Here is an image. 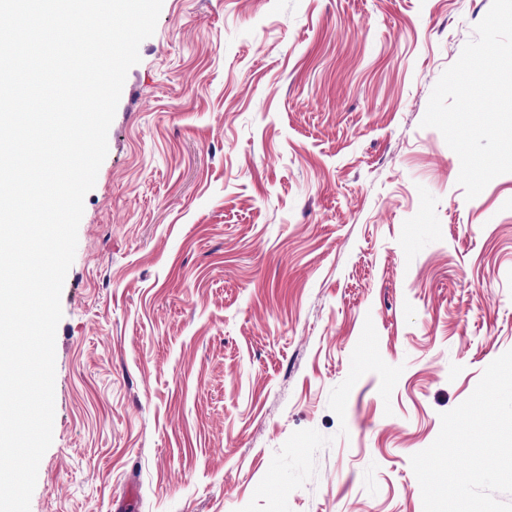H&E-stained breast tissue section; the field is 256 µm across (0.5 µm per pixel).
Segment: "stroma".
<instances>
[{
	"label": "stroma",
	"mask_w": 512,
	"mask_h": 512,
	"mask_svg": "<svg viewBox=\"0 0 512 512\" xmlns=\"http://www.w3.org/2000/svg\"><path fill=\"white\" fill-rule=\"evenodd\" d=\"M491 0H163L84 200L30 512H423L512 350V173L421 127Z\"/></svg>",
	"instance_id": "35a3bbf8"
}]
</instances>
